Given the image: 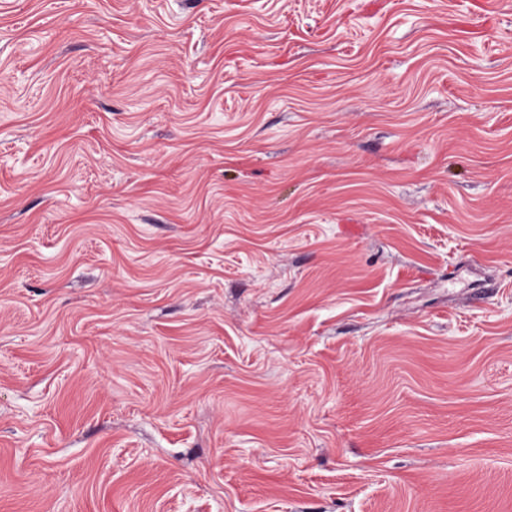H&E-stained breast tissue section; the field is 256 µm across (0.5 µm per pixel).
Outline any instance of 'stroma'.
<instances>
[{
	"mask_svg": "<svg viewBox=\"0 0 512 512\" xmlns=\"http://www.w3.org/2000/svg\"><path fill=\"white\" fill-rule=\"evenodd\" d=\"M0 512H512V0H0Z\"/></svg>",
	"mask_w": 512,
	"mask_h": 512,
	"instance_id": "35a3bbf8",
	"label": "stroma"
}]
</instances>
